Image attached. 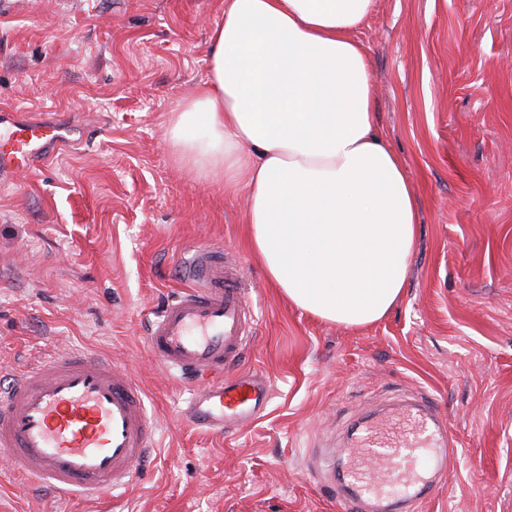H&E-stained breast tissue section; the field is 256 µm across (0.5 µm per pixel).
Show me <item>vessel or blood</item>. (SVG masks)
<instances>
[{
    "mask_svg": "<svg viewBox=\"0 0 512 512\" xmlns=\"http://www.w3.org/2000/svg\"><path fill=\"white\" fill-rule=\"evenodd\" d=\"M69 142L47 118L20 120L0 113V176L34 171L37 161ZM189 284L153 321L147 344L169 371L193 379L232 368L243 355L254 312L237 265L222 250L196 246L186 263ZM269 403L260 379L232 376L193 388L186 412L195 428L211 433L247 422ZM407 422L386 431L369 423L349 451L338 512H361L366 500L388 512L422 506L440 472L418 465L421 454H443L437 410L415 404ZM154 426L143 391L131 372L82 350L54 354L13 373L0 386V455L14 474L86 500L125 492L152 446Z\"/></svg>",
    "mask_w": 512,
    "mask_h": 512,
    "instance_id": "vessel-or-blood-1",
    "label": "vessel or blood"
}]
</instances>
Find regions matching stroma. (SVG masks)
Masks as SVG:
<instances>
[{"mask_svg": "<svg viewBox=\"0 0 512 512\" xmlns=\"http://www.w3.org/2000/svg\"><path fill=\"white\" fill-rule=\"evenodd\" d=\"M221 0H11L0 110L68 127L75 149L0 183V373L74 348L129 369L159 422L132 489L100 503L34 491L0 464V512H336L321 454L404 395L438 403L450 459L423 512H512V0H376L355 32L377 127L417 199L402 295L353 330L289 303L247 240L245 190L199 176L169 134L204 87ZM223 248L255 308L235 368L263 413L217 435L146 328Z\"/></svg>", "mask_w": 512, "mask_h": 512, "instance_id": "35a3bbf8", "label": "stroma"}]
</instances>
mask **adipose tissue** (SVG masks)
Returning <instances> with one entry per match:
<instances>
[{"label": "adipose tissue", "instance_id": "ef3b65f1", "mask_svg": "<svg viewBox=\"0 0 512 512\" xmlns=\"http://www.w3.org/2000/svg\"><path fill=\"white\" fill-rule=\"evenodd\" d=\"M376 0H224L209 80L170 124L181 161L245 186L269 281L309 314L358 329L400 296L415 194L377 129L355 31Z\"/></svg>", "mask_w": 512, "mask_h": 512}]
</instances>
